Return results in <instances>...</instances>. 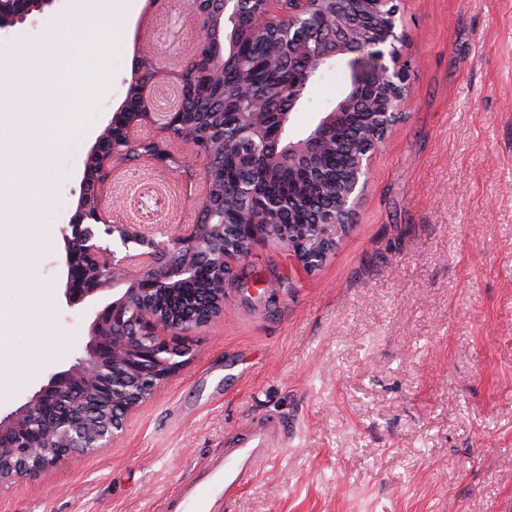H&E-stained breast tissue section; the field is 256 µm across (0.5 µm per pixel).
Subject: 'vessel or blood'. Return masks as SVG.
Returning a JSON list of instances; mask_svg holds the SVG:
<instances>
[{"label": "vessel or blood", "instance_id": "b4317fda", "mask_svg": "<svg viewBox=\"0 0 512 512\" xmlns=\"http://www.w3.org/2000/svg\"><path fill=\"white\" fill-rule=\"evenodd\" d=\"M288 444V425L276 415L247 419L224 438L222 454L211 458L192 483L169 500V512H217L230 505L257 475L260 465Z\"/></svg>", "mask_w": 512, "mask_h": 512}]
</instances>
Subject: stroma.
Wrapping results in <instances>:
<instances>
[{
	"label": "stroma",
	"instance_id": "stroma-1",
	"mask_svg": "<svg viewBox=\"0 0 512 512\" xmlns=\"http://www.w3.org/2000/svg\"><path fill=\"white\" fill-rule=\"evenodd\" d=\"M98 30L112 81L84 77L48 100L63 142L39 185L35 223L0 211V412L72 364L86 305L67 306L61 230L89 150L125 101L138 54L171 74L196 49L189 0H113ZM412 61L404 118L372 162L355 221L323 264L268 241L233 264L238 288L214 325L175 342L184 362L126 420L112 447L0 485V512H166L164 501L258 414L290 424L230 512H506L512 505V0H398ZM81 68L85 32L69 0L0 31V61L62 24ZM346 67L306 91L291 136L327 111ZM119 224L175 233L196 223L184 179L146 157L115 163Z\"/></svg>",
	"mask_w": 512,
	"mask_h": 512
}]
</instances>
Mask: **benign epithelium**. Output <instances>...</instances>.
Wrapping results in <instances>:
<instances>
[{"label":"benign epithelium","instance_id":"benign-epithelium-1","mask_svg":"<svg viewBox=\"0 0 512 512\" xmlns=\"http://www.w3.org/2000/svg\"><path fill=\"white\" fill-rule=\"evenodd\" d=\"M10 6L0 9V30L26 20L36 8L55 0H6ZM256 4L250 13L253 29L260 33L276 31L286 37L284 56H299L304 69L301 78L288 88V105L283 112H264L253 101L249 88L241 95L252 102L251 110L238 113L236 165L244 171L255 166L263 154L272 164H286L303 172L313 168L329 144L331 132L346 128L358 143L353 164L336 202L318 219L317 242L311 250H295L294 244L307 239L305 227L270 221L266 209L255 206L243 209L244 227L257 224L274 227L271 237L284 243L297 261L308 271L317 268L352 223L367 189L374 155L402 120V107L408 98L407 77L410 63L402 47L406 33L394 0H366L369 8L386 22L383 36L367 34L359 16L343 9L346 0H294L297 7L283 12L279 0H249ZM243 0H197L195 11L205 17L196 56L209 53L211 42L224 34V52L235 54L236 33L241 21ZM351 55L350 87L335 107L323 113L305 136L295 140L288 134L293 114L303 104L305 91L320 71ZM367 85L380 88L378 96L366 100L361 90ZM133 88L141 111L129 112L123 103L112 116L109 126L87 156L75 212L63 229L65 245L63 278L64 297L68 306L99 300L112 292V301L94 313L88 341L74 363L50 375L47 382L15 410L0 415V437L14 435L8 459L0 458V484L15 477L36 475L54 467L71 454L94 452L112 446L120 436L128 415L149 398L154 389L180 364L187 351L170 346L167 337L187 333L217 320L236 286L231 262L245 257L266 238L252 236L247 245H224V194L215 185L224 178V154L217 152L214 141L220 136L203 139L186 138L179 130L184 113L174 108L157 112L144 80L134 78ZM154 125L158 136L143 140L135 131ZM193 146L205 161L199 220L173 236L168 242L157 241L151 232L134 224H114L104 197L112 175V162L128 161L127 148L153 145L144 153L158 167L181 170L186 183L192 185L197 174L192 165L179 158L170 148V139ZM139 253L129 254L130 245ZM205 264L224 282L223 297L198 304L193 311L162 318L155 311L158 297L176 294L180 285L194 275L195 266ZM95 381L106 392L112 409L102 417L84 416L71 419L66 410L45 418L38 429L42 447L49 455L31 459L27 429L34 414L62 400L72 385Z\"/></svg>","mask_w":512,"mask_h":512}]
</instances>
